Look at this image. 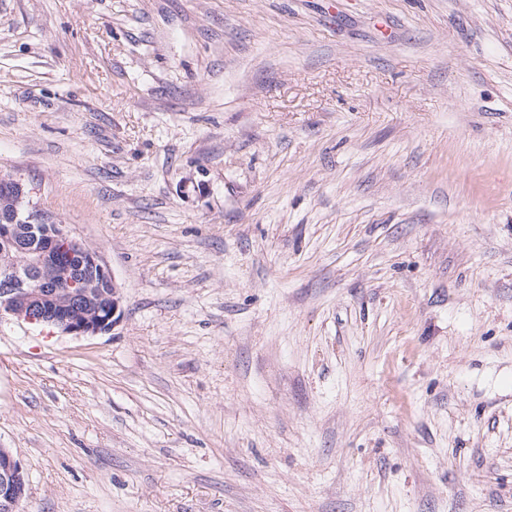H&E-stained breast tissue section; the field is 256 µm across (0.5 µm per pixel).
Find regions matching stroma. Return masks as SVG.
<instances>
[{
	"label": "stroma",
	"mask_w": 512,
	"mask_h": 512,
	"mask_svg": "<svg viewBox=\"0 0 512 512\" xmlns=\"http://www.w3.org/2000/svg\"><path fill=\"white\" fill-rule=\"evenodd\" d=\"M0 172L123 308L0 319L22 512H512V0H0Z\"/></svg>",
	"instance_id": "1"
}]
</instances>
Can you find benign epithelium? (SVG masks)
Segmentation results:
<instances>
[{"mask_svg": "<svg viewBox=\"0 0 512 512\" xmlns=\"http://www.w3.org/2000/svg\"><path fill=\"white\" fill-rule=\"evenodd\" d=\"M0 194L10 199L0 224V316L53 326L72 336L112 330L122 316L118 286L99 253L66 234L62 225L28 208L22 185L0 175ZM26 477L7 448H0V512H17Z\"/></svg>", "mask_w": 512, "mask_h": 512, "instance_id": "1", "label": "benign epithelium"}]
</instances>
